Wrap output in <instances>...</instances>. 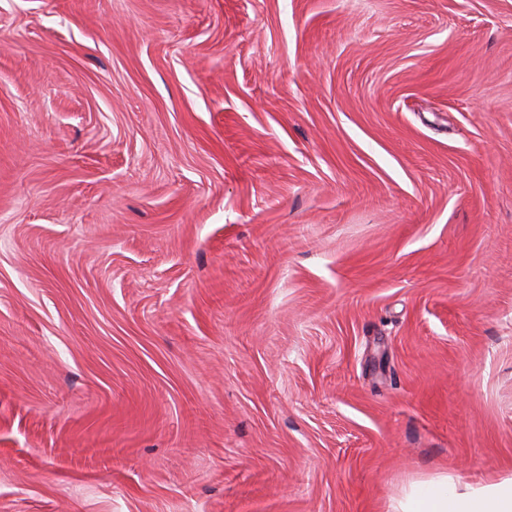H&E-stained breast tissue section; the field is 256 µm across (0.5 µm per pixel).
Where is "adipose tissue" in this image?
I'll return each mask as SVG.
<instances>
[{
    "label": "adipose tissue",
    "mask_w": 512,
    "mask_h": 512,
    "mask_svg": "<svg viewBox=\"0 0 512 512\" xmlns=\"http://www.w3.org/2000/svg\"><path fill=\"white\" fill-rule=\"evenodd\" d=\"M393 512H512V477L465 486L444 474L416 481Z\"/></svg>",
    "instance_id": "ef3b65f1"
}]
</instances>
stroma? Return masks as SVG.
<instances>
[{"mask_svg":"<svg viewBox=\"0 0 512 512\" xmlns=\"http://www.w3.org/2000/svg\"><path fill=\"white\" fill-rule=\"evenodd\" d=\"M512 476V0H0V512H390Z\"/></svg>","mask_w":512,"mask_h":512,"instance_id":"1","label":"stroma"}]
</instances>
